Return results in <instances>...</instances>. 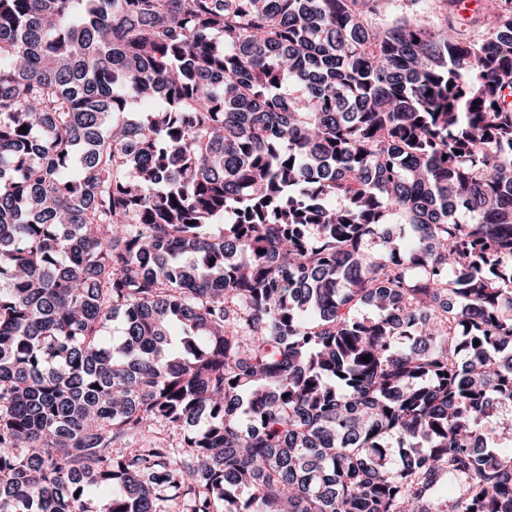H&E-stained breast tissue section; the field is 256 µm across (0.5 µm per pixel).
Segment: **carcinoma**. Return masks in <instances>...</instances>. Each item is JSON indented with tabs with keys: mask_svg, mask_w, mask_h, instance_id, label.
Returning <instances> with one entry per match:
<instances>
[{
	"mask_svg": "<svg viewBox=\"0 0 512 512\" xmlns=\"http://www.w3.org/2000/svg\"><path fill=\"white\" fill-rule=\"evenodd\" d=\"M392 2L0 0V512H512V0Z\"/></svg>",
	"mask_w": 512,
	"mask_h": 512,
	"instance_id": "1",
	"label": "carcinoma"
}]
</instances>
